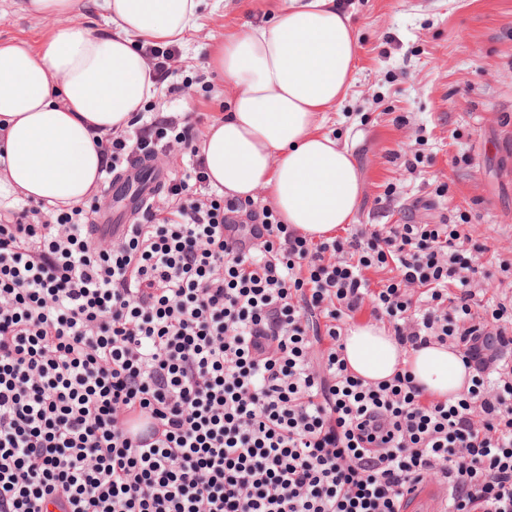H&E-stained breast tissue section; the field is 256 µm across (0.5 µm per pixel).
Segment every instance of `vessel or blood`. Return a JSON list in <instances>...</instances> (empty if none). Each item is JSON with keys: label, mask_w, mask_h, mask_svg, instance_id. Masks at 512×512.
I'll list each match as a JSON object with an SVG mask.
<instances>
[{"label": "vessel or blood", "mask_w": 512, "mask_h": 512, "mask_svg": "<svg viewBox=\"0 0 512 512\" xmlns=\"http://www.w3.org/2000/svg\"><path fill=\"white\" fill-rule=\"evenodd\" d=\"M141 169L144 178L133 190L128 188L124 178L113 177L114 206L110 212L104 213L98 218L97 236L118 237L123 235L128 229V214L138 213L150 197L161 190L166 181L167 173L160 160L144 161Z\"/></svg>", "instance_id": "obj_1"}]
</instances>
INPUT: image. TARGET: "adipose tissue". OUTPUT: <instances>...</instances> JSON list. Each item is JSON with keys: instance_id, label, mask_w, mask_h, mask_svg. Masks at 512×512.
I'll return each mask as SVG.
<instances>
[{"instance_id": "ef3b65f1", "label": "adipose tissue", "mask_w": 512, "mask_h": 512, "mask_svg": "<svg viewBox=\"0 0 512 512\" xmlns=\"http://www.w3.org/2000/svg\"><path fill=\"white\" fill-rule=\"evenodd\" d=\"M204 0H104V27L57 28L39 50L0 45V199L67 208L101 193L97 140L126 130L157 89L138 41L184 42ZM359 44L342 0H283L275 18L209 53L229 108L197 148L213 192L268 190L283 223L313 239L353 223L360 179L325 114L354 83ZM351 373L378 382L409 371L428 395L455 398L472 372L458 349H404L380 324L353 323L342 340Z\"/></svg>"}]
</instances>
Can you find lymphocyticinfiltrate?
Masks as SVG:
<instances>
[{"instance_id":"obj_1","label":"lymphocytic infiltrate","mask_w":512,"mask_h":512,"mask_svg":"<svg viewBox=\"0 0 512 512\" xmlns=\"http://www.w3.org/2000/svg\"><path fill=\"white\" fill-rule=\"evenodd\" d=\"M197 137L157 112L102 144L108 175L191 160L119 239L93 237L96 201L0 218V512H406L430 480L441 512H512V300L472 312L486 245L446 223L309 239L196 195ZM365 308L402 346L458 348L467 392L352 374ZM136 415L154 441L120 426Z\"/></svg>"}]
</instances>
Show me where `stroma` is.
Returning a JSON list of instances; mask_svg holds the SVG:
<instances>
[{"label":"stroma","mask_w":512,"mask_h":512,"mask_svg":"<svg viewBox=\"0 0 512 512\" xmlns=\"http://www.w3.org/2000/svg\"><path fill=\"white\" fill-rule=\"evenodd\" d=\"M281 0H206L181 46L177 100L201 125L224 113L209 47L244 26L272 21ZM358 34L356 81L323 129L356 154L359 224H438L466 215L487 244L488 296H512V0H346ZM60 19L0 0V44L39 48ZM421 164H414V157Z\"/></svg>","instance_id":"stroma-1"}]
</instances>
